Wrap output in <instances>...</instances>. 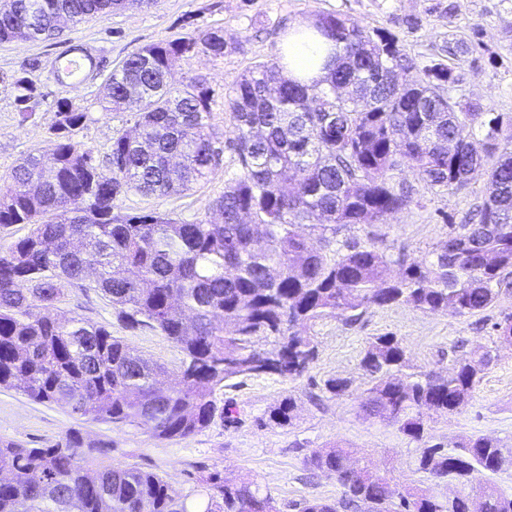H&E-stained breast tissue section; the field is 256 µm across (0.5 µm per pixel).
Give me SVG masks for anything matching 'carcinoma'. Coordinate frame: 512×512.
Returning <instances> with one entry per match:
<instances>
[{
  "mask_svg": "<svg viewBox=\"0 0 512 512\" xmlns=\"http://www.w3.org/2000/svg\"><path fill=\"white\" fill-rule=\"evenodd\" d=\"M119 2L3 0L0 43L26 25L40 37L63 17L74 26L104 17ZM316 28L336 48L324 80L286 79L275 61L232 84L228 148L238 170L212 202L217 221L112 210L125 191L190 190L220 164L212 90L200 77L176 84L173 71L198 54L223 57L230 49L223 30L148 45L109 77L104 110L136 112L145 147L117 133L107 173L74 140L82 106L49 103L59 116L50 151L27 154L0 185V226L30 225L0 251V388L135 424L159 439L184 438L235 421L234 404L220 397L225 381L303 377L315 358L309 330L319 320L352 325L371 308L392 306L465 317L512 288V117L448 95L461 80L451 62L464 44L435 43L419 66L391 32L370 31L347 15H319ZM413 69L416 79L399 80L398 72ZM0 86L14 93L23 118L32 117L43 94L25 73L1 74ZM466 124L482 139L462 137ZM404 168L432 193L484 177L478 220L450 225L445 246L410 262L373 240H339L342 231L381 224L411 203V190L394 181ZM72 287L101 293L127 327L173 341L183 353L178 380L164 386V368L107 328L60 317L58 304ZM493 329L512 345L511 313ZM491 362V349L478 345L446 371L413 373L402 339L377 336L360 361L371 377L364 410L420 442L427 412H462ZM295 409L288 396L269 420L289 425ZM109 448L77 429L46 448L0 439V512H20L22 502L25 512H193L159 475L96 462ZM307 464L335 475L342 495L305 500L300 512H512V495L478 481L512 469V448L495 438L422 450L417 471L456 483L448 499L427 488H393L340 442L312 451ZM203 495L201 512H277L248 475L212 474Z\"/></svg>",
  "mask_w": 512,
  "mask_h": 512,
  "instance_id": "obj_1",
  "label": "carcinoma"
}]
</instances>
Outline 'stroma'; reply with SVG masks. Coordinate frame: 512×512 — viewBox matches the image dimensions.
I'll return each instance as SVG.
<instances>
[{"instance_id": "stroma-1", "label": "stroma", "mask_w": 512, "mask_h": 512, "mask_svg": "<svg viewBox=\"0 0 512 512\" xmlns=\"http://www.w3.org/2000/svg\"><path fill=\"white\" fill-rule=\"evenodd\" d=\"M329 13L351 16L370 29H388L415 58L425 55L431 43L466 40L470 50L458 63L462 83L455 97L512 116V0H126L105 17L63 25L52 36L0 44V73L26 71L48 101L77 98L86 118L75 139L90 148L104 167L113 136L131 130L135 123L133 113L107 112L101 103L107 77L129 54L198 28L223 29L234 52L180 63L174 78L179 82L205 78L214 92V122L228 130L232 120L225 93L232 81L254 64L278 58L283 37L295 23ZM78 41L95 57L97 67L72 90L54 81L52 69L58 56ZM56 121L55 112L45 105L31 118H22L13 94L0 90V176L28 152L48 150ZM237 168L235 154L224 152L220 165L194 188L165 195L130 191L117 197L113 212L122 217L159 213L186 222L202 219L210 215L212 201L223 194L226 179ZM485 195L480 178L461 191H422L385 223L353 229L350 236L361 242L378 237L390 254L418 259L443 246L449 223L459 222ZM58 312L105 326L113 336L167 367L170 375L178 374L182 354L175 343L155 331L124 328L100 293L70 289ZM511 312L512 292L468 317L392 306L369 310L352 326L334 318L320 320L311 331L316 356L304 377L226 381L223 398L236 404L237 423L227 426L218 421L187 438L159 440L136 426L82 417L68 406L37 403L19 391L2 388L0 439L44 448L76 428L89 439L111 443L104 464L156 473L168 482L172 495L188 504L202 501L200 477L242 473L257 480L278 512H297V504L307 498H340L342 489L335 477L311 470L306 458L314 449L341 441L355 448L394 487H430L444 498L454 491V483L432 485L415 469L423 444L451 447L461 438L481 435L512 445V347L499 345L493 331L494 323ZM388 333L402 339L419 371L450 367L456 356L478 344L493 351L494 360L468 406L456 415H432L422 443L405 436L398 426L368 416L362 408L368 378L360 367L361 357L368 342ZM336 376L349 379L348 391L337 397L321 394L324 380ZM287 396L297 400L292 424L268 422L269 411Z\"/></svg>"}]
</instances>
